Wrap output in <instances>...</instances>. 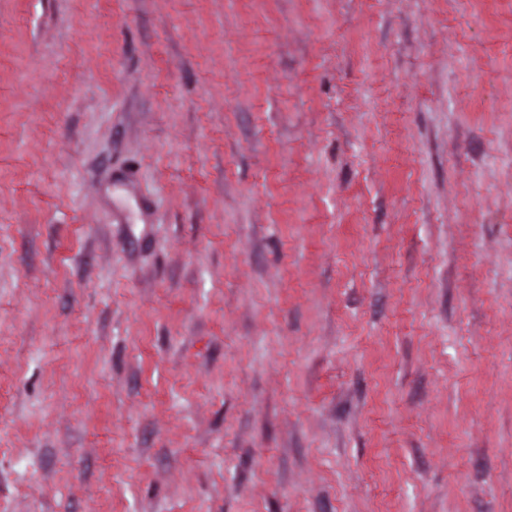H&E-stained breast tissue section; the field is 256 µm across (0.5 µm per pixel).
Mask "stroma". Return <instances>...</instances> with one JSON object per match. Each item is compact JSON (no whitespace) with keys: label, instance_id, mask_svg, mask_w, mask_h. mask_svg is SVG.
<instances>
[{"label":"stroma","instance_id":"35a3bbf8","mask_svg":"<svg viewBox=\"0 0 512 512\" xmlns=\"http://www.w3.org/2000/svg\"><path fill=\"white\" fill-rule=\"evenodd\" d=\"M0 512H512V0H0Z\"/></svg>","mask_w":512,"mask_h":512}]
</instances>
